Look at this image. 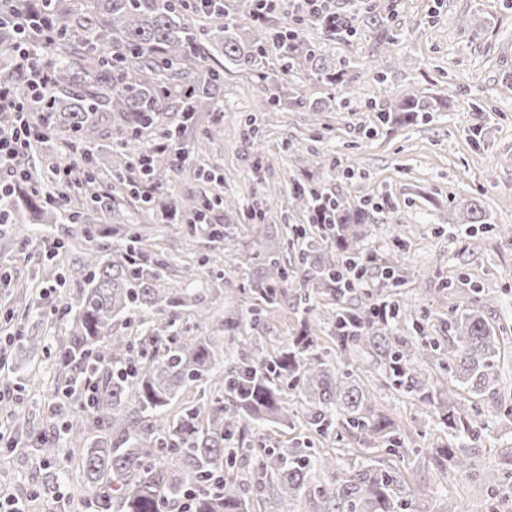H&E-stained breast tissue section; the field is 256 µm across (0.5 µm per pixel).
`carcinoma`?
I'll return each mask as SVG.
<instances>
[{"label":"carcinoma","instance_id":"obj_1","mask_svg":"<svg viewBox=\"0 0 512 512\" xmlns=\"http://www.w3.org/2000/svg\"><path fill=\"white\" fill-rule=\"evenodd\" d=\"M27 11L47 17L54 39L35 43L34 53L51 67L48 90L52 119L47 138L79 137L85 143L87 172L98 170L106 126L116 145L149 156L145 178L154 194L144 203L168 213L173 202L164 185L201 171L176 161L175 154L153 152L144 138L163 136L186 150L206 114L224 109V66L212 53L242 66L256 77L266 102L280 106L302 101L288 77L310 67L318 81L341 84L350 63L338 68L322 54L307 32L328 35L336 29L304 17L279 39L273 32L248 53L224 26L219 6L199 7L215 20L208 43L198 39L184 0H20ZM387 13L369 4L350 18L359 30L369 26L380 40H392ZM0 82L22 100L30 97L25 80L0 64ZM435 104L412 97L381 110V121L411 124ZM34 213L55 217L59 207L43 198L24 200ZM292 205L308 225H295L298 264L259 245L266 232L253 223V246L244 252L252 268L246 312L224 316L228 339L254 341L269 320L284 310L301 311L297 334L287 343L244 351L214 380L219 353L205 336L167 334L171 323L146 325L133 336H112V323L131 312L157 313L195 305L185 290L164 287L162 259L127 241L109 252L81 257L86 271L73 294L67 325L56 357L64 383L77 370L96 388L90 408L47 419L65 431L87 422L99 429L89 441L61 446L42 439L33 448L43 463L77 466L68 504L94 498L95 512H164L189 499L191 512H255L240 492L237 472L248 463L257 478L262 512H295L304 499L313 512H419L405 475L385 463V456L425 453L445 470L477 475L491 489L512 483V450L503 461L481 469L464 451V441L490 418L512 434V396L500 394V364L505 331L483 314L486 295L475 289L446 313L407 316L398 288L409 282L401 265L380 259L366 248L371 214L367 206L345 197H326L316 188L297 187ZM112 206L101 194L77 200L69 213L74 224H93ZM467 224L490 225L482 202L472 200L463 215ZM385 276L386 295L364 296L348 286L353 268ZM318 319H310L316 305ZM247 336H242V333ZM363 350L382 367L381 385L436 418L445 438L430 448H409L402 426L376 409V384L365 381L351 360ZM212 383L211 393L182 407L177 417L164 411L186 388ZM294 393L301 408L288 407ZM303 416L315 435L329 438L339 426L358 434L352 467L333 472L336 452L319 453L293 441L259 444L256 429L269 423L296 428Z\"/></svg>","mask_w":512,"mask_h":512}]
</instances>
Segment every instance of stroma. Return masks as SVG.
<instances>
[{"instance_id":"obj_1","label":"stroma","mask_w":512,"mask_h":512,"mask_svg":"<svg viewBox=\"0 0 512 512\" xmlns=\"http://www.w3.org/2000/svg\"><path fill=\"white\" fill-rule=\"evenodd\" d=\"M398 36L376 47L373 31L359 35L326 36L312 32L333 63L362 64L376 56L384 81L369 75L336 87L309 80L306 71L294 74L307 97L303 106L269 108L257 82L246 71L224 68V110L218 113L224 136L209 139L197 133L190 147L192 162L218 172V179L185 178L171 184L178 204H210L211 223L224 225L234 238L223 273L202 261L221 242L191 230L181 217H162L144 208L126 186L111 180L108 171L120 162L119 153L103 154L98 180L101 194L111 195L122 226L149 236L154 252L167 263L168 286L194 288L200 306L177 311L173 329L183 336H208L228 359L237 358L240 343L224 335V314L247 305L244 293L248 269L238 268L248 232L239 213L256 200L267 199L265 223L272 228L268 247L296 262L286 246L287 227L303 223L289 195L295 184L316 185L331 196L367 202L373 217L367 246L379 257L391 256L393 239L405 245L400 262L418 281L408 290L415 312L443 311L463 301V294L444 296L439 278L466 279L468 287L484 289L490 299L485 314L496 323L512 325V246L481 224H458L456 209L481 199L491 221L512 225V0H401L390 17ZM406 67H399V60ZM409 96L447 102L442 112H429L410 125L380 126L377 113L387 103ZM344 102L340 111L319 112L324 101ZM481 135H474V127ZM78 140L52 139L39 144L27 160L38 173L37 183L21 184L23 194L43 195L51 184L52 165L81 153ZM62 243L56 263L46 261V246ZM98 239L81 225L58 214L54 223L0 224V333L44 336L56 347L65 321L54 314L56 297L48 287L66 278L61 294L75 292L83 280L77 260L95 250ZM59 285V284H58ZM10 371L0 386V422L21 425L23 435L46 430V407L60 387L58 373L47 358L26 351L21 343L7 348ZM380 410L402 420L418 447L440 439L435 423L389 390L378 398ZM512 438L495 421H487L477 439L466 447L472 460L488 465L504 457ZM417 497L439 493L462 505L464 512H512V489L489 495L480 482L452 471H440L427 458L395 460ZM45 468L31 449L0 453V493L28 497L31 512H48L45 499L32 494L45 484Z\"/></svg>"}]
</instances>
